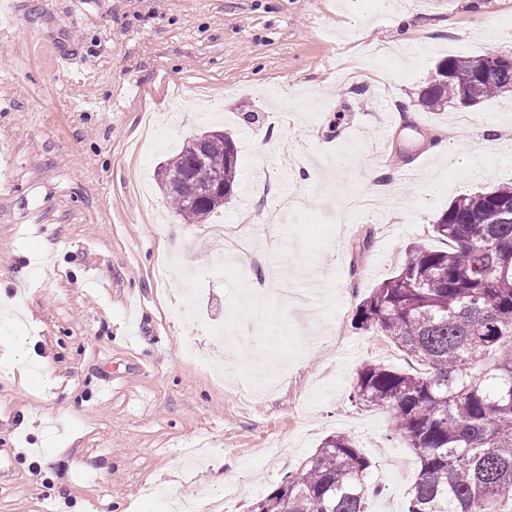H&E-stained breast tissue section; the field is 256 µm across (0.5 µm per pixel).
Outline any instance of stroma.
<instances>
[{
  "label": "stroma",
  "instance_id": "obj_1",
  "mask_svg": "<svg viewBox=\"0 0 512 512\" xmlns=\"http://www.w3.org/2000/svg\"><path fill=\"white\" fill-rule=\"evenodd\" d=\"M344 2L15 0L0 22V303L23 311L28 338L0 374V512H167L172 472L203 500L231 468L229 512H249L336 433L372 462L368 512H404L415 456L350 391L360 364L407 362L350 320L410 243L446 249L433 224L457 196L512 179V156L480 134H512V93L439 112L417 102L443 58L512 53V0H402L418 22L411 69L400 25L349 28ZM219 123L237 188L211 223H182L158 168ZM437 139L470 148V170L441 166ZM350 140L363 162L412 169L406 207L337 223L325 168ZM291 194L306 198L304 223L269 222ZM244 241L267 247L266 265L226 261ZM273 269L300 289L320 274L316 317L273 295L270 324L238 313Z\"/></svg>",
  "mask_w": 512,
  "mask_h": 512
}]
</instances>
